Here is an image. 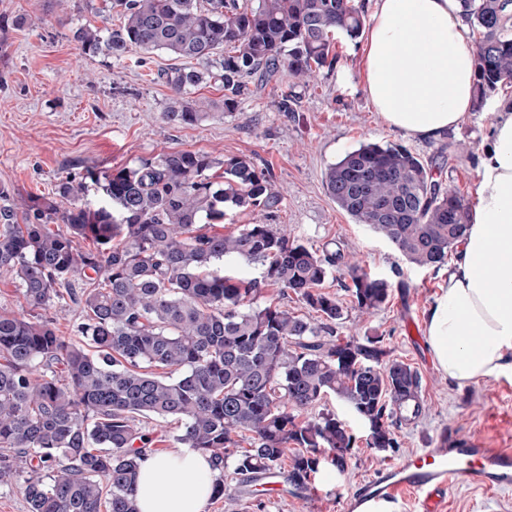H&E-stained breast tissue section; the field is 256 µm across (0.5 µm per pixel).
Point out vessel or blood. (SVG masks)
<instances>
[{
  "mask_svg": "<svg viewBox=\"0 0 512 512\" xmlns=\"http://www.w3.org/2000/svg\"><path fill=\"white\" fill-rule=\"evenodd\" d=\"M475 484L485 489L512 486V450L489 447L475 434L453 437L448 448H427L359 484L341 504L357 512L373 502H393L413 495L418 512H441L449 487Z\"/></svg>",
  "mask_w": 512,
  "mask_h": 512,
  "instance_id": "obj_1",
  "label": "vessel or blood"
}]
</instances>
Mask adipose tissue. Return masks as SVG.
<instances>
[{"mask_svg":"<svg viewBox=\"0 0 512 512\" xmlns=\"http://www.w3.org/2000/svg\"><path fill=\"white\" fill-rule=\"evenodd\" d=\"M363 89L381 122L434 139L474 102L475 49L458 0H371ZM438 370L464 386L512 372V108L498 104L477 167L469 226L446 283L426 310ZM218 474L177 444L139 461L138 512H202Z\"/></svg>","mask_w":512,"mask_h":512,"instance_id":"adipose-tissue-1","label":"adipose tissue"}]
</instances>
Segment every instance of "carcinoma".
Listing matches in <instances>:
<instances>
[{
    "mask_svg": "<svg viewBox=\"0 0 512 512\" xmlns=\"http://www.w3.org/2000/svg\"><path fill=\"white\" fill-rule=\"evenodd\" d=\"M110 4L122 24L77 29L83 54L120 58L135 46L202 64L159 73L176 95L164 118L179 125L213 107L185 98L193 88L221 83L230 110L254 80L286 74L306 85L336 67L335 36L354 40L365 24L356 0ZM460 8L476 45L480 109L512 82V0H460ZM324 183L341 210L419 267L443 265L468 227L459 192L400 144L361 145L329 165ZM91 184L95 207L84 201ZM279 204L270 171L250 158L192 150L67 177L53 195L30 198L21 222L0 184V272L34 310L0 311V485H22L29 512H137L138 460L153 445L143 418L176 419L177 442L221 470L233 462L239 486L283 471L293 489L311 490L327 455L345 471L358 437L335 413H314L331 395L367 428V447L399 452L394 425L423 412L419 373L389 358L380 336H336L345 310L323 291L345 265L350 303L369 313L388 302L391 284L339 249L309 248L284 225L204 228L231 209L271 214ZM223 260L259 273L221 274ZM266 286L293 293L315 318L254 304ZM66 296L80 307L74 340L39 314Z\"/></svg>",
    "mask_w": 512,
    "mask_h": 512,
    "instance_id": "1",
    "label": "carcinoma"
}]
</instances>
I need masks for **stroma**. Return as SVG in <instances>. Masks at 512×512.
<instances>
[{
  "label": "stroma",
  "mask_w": 512,
  "mask_h": 512,
  "mask_svg": "<svg viewBox=\"0 0 512 512\" xmlns=\"http://www.w3.org/2000/svg\"><path fill=\"white\" fill-rule=\"evenodd\" d=\"M27 13L36 22L0 30V183L14 191L17 212L31 197L52 195L60 180L85 169H120L165 151L193 150L217 158L244 155L269 169L281 193L269 219L317 250L341 249L370 274L388 280L381 309L349 310L338 336H382L390 358L415 367L425 410L395 432L399 462L436 443L444 433L477 434L494 448H512V376L465 386L437 369L424 337L425 311L448 276L447 266L410 264L394 244L336 206L324 186L330 164L367 142L400 144L417 154L444 186L472 199L477 156L487 143L491 106L471 112L440 138L419 140L384 127L360 77L362 39L337 36L339 62L304 86L281 76L251 85L224 115L192 126L163 114L174 94L159 79L180 61L164 51L131 48L121 58L82 55L73 32L83 25L116 28L121 19L105 0H0V16ZM374 449L359 447L346 472L319 470L312 492H271L257 498L226 481L223 497L203 512H340L361 481L384 469ZM444 512H512V487L490 491L450 487Z\"/></svg>",
  "instance_id": "obj_1"
}]
</instances>
